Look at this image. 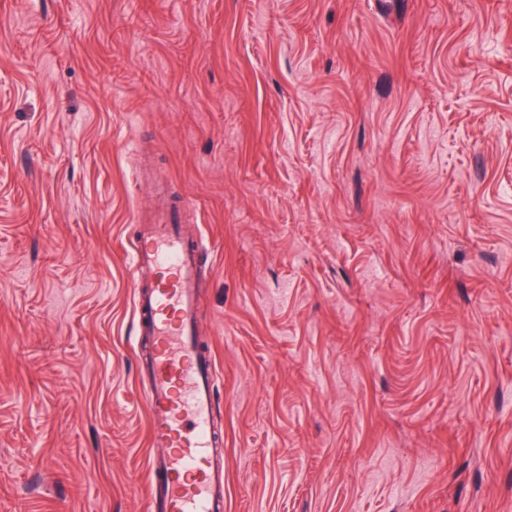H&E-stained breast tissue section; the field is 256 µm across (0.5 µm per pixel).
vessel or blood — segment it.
I'll list each match as a JSON object with an SVG mask.
<instances>
[{
	"label": "vessel or blood",
	"mask_w": 512,
	"mask_h": 512,
	"mask_svg": "<svg viewBox=\"0 0 512 512\" xmlns=\"http://www.w3.org/2000/svg\"><path fill=\"white\" fill-rule=\"evenodd\" d=\"M205 240L188 245L179 225L153 224L131 249L134 314L153 350L144 389L152 512H223L224 455L215 429L219 375L197 343V280Z\"/></svg>",
	"instance_id": "b4317fda"
}]
</instances>
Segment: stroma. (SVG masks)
<instances>
[{"label":"stroma","mask_w":512,"mask_h":512,"mask_svg":"<svg viewBox=\"0 0 512 512\" xmlns=\"http://www.w3.org/2000/svg\"><path fill=\"white\" fill-rule=\"evenodd\" d=\"M171 208L224 512H512V0H0V512H150Z\"/></svg>","instance_id":"35a3bbf8"}]
</instances>
